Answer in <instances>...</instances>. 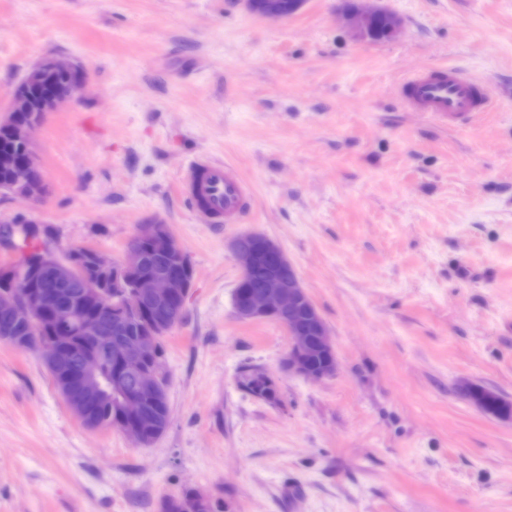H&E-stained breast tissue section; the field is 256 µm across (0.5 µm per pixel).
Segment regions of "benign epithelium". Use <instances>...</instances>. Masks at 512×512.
Returning a JSON list of instances; mask_svg holds the SVG:
<instances>
[{
	"label": "benign epithelium",
	"instance_id": "obj_1",
	"mask_svg": "<svg viewBox=\"0 0 512 512\" xmlns=\"http://www.w3.org/2000/svg\"><path fill=\"white\" fill-rule=\"evenodd\" d=\"M248 8L266 18L288 16L281 0H247ZM345 20L354 36L372 40L373 24L380 22L385 38L391 39L401 29L395 15L382 10L344 9ZM58 75L65 77L54 81ZM87 70L78 63H65L45 57L37 61L20 81L12 94L7 113L0 116V129L9 132L16 153L4 158L10 170L8 181L0 191L35 203L42 200L46 187L39 161L33 150L34 134L41 125L44 112L55 111L60 104L72 99L84 87ZM232 251L240 268L238 291L233 309L242 321L270 320L288 332L290 346L285 365L300 376L321 380L336 372L337 358L330 330L315 303L301 285L297 270L282 249L260 233H242L232 241ZM79 248L67 252L65 259L57 256L38 260L30 265L42 267L44 277L52 287H29L10 270L0 272V317L7 321L33 322L47 315L54 326L55 336L42 343L44 360L63 373L69 389L97 400L102 393L101 367L111 362L117 368L112 376V390L122 396V416L133 426L123 432L139 444H146L137 424L147 418L145 400L154 404L168 401L160 384V376L148 365L156 347L159 323L147 332L131 334L126 327L110 317L86 318L79 315L85 299L100 301L102 312L112 308L111 299L101 295L96 282L87 277L80 292L70 288L72 268L78 261ZM97 266L112 269V287L132 288V301L144 310L165 308L168 322L176 323L185 308L192 288L188 258L177 246L165 224H148L136 234L126 248L122 261L107 262L100 252H94ZM149 260L157 269L130 280V274ZM265 264L268 274L264 284L253 291L247 286L252 270ZM79 326L87 336L84 352L75 360L69 356L73 328ZM328 356L327 365L317 369L310 365L312 353Z\"/></svg>",
	"mask_w": 512,
	"mask_h": 512
}]
</instances>
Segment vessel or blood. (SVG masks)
<instances>
[{"instance_id":"obj_1","label":"vessel or blood","mask_w":512,"mask_h":512,"mask_svg":"<svg viewBox=\"0 0 512 512\" xmlns=\"http://www.w3.org/2000/svg\"><path fill=\"white\" fill-rule=\"evenodd\" d=\"M398 88L413 110L449 122L495 109L489 90L479 79L462 75L447 65L426 74L408 75L399 82ZM183 192L196 215L207 224L232 222L250 207L249 186L237 170L206 157L189 160Z\"/></svg>"}]
</instances>
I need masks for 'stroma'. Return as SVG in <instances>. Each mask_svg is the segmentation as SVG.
I'll return each mask as SVG.
<instances>
[{
    "mask_svg": "<svg viewBox=\"0 0 512 512\" xmlns=\"http://www.w3.org/2000/svg\"><path fill=\"white\" fill-rule=\"evenodd\" d=\"M391 40L355 39L340 0L271 20L245 0H0V107L40 58L81 96L34 138L47 193H0L45 248L123 258L168 225L195 271L166 335L170 423L151 447L86 427L37 351L0 342V512H159L192 487L227 512H512V0H375ZM452 63L500 106L471 122L407 109V74ZM234 163L253 208L205 224L190 158ZM278 242L331 332L336 374L283 370L290 339L240 321L231 241ZM261 371L267 402L243 386ZM469 381L462 380L459 383L460 394L468 400L472 399H483L485 413L492 414L498 417H511L512 416V403L498 400L497 398L488 397L486 387L480 384L471 383L469 388L464 389L468 385Z\"/></svg>",
    "mask_w": 512,
    "mask_h": 512,
    "instance_id": "35a3bbf8",
    "label": "stroma"
}]
</instances>
